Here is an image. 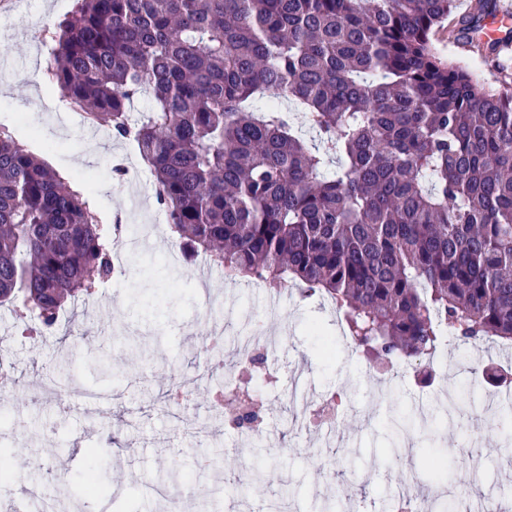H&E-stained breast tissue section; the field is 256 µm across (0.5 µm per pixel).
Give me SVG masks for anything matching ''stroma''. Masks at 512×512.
Here are the masks:
<instances>
[{"label": "stroma", "instance_id": "obj_1", "mask_svg": "<svg viewBox=\"0 0 512 512\" xmlns=\"http://www.w3.org/2000/svg\"><path fill=\"white\" fill-rule=\"evenodd\" d=\"M75 0H26L19 11L0 7V18L22 25L23 14L35 23L27 34L0 35V63L7 77L0 81V130L12 136L46 165L67 178L75 189L93 186L94 208L105 224L132 227L151 224L146 244L125 250L123 266L112 274V286L103 289L92 307L82 304L60 313L50 336L24 338L16 332L9 304L0 306V342H6L9 366L17 386L0 396L18 434H6L0 445L14 449L26 481L43 486L32 512H164L157 474L177 467L186 474L179 492L188 512H274L283 503L289 512H323L334 496L366 503L368 512H387V499L402 485L430 482L429 467L443 462L448 477L438 491L461 512H473L483 500L499 501L501 512H512V453L501 450L485 456L483 446L491 433L485 421L488 402L512 408V383H501L493 398H486L474 367L500 368L512 363V350L493 344L468 345L449 340L435 359L439 377L420 387L413 372L385 373L370 367L341 340V324L328 301L301 297L297 290L273 291L241 280L229 282L220 269L211 278L217 288L204 290L198 279L203 258L186 262L171 243L165 214L154 198V178L131 140L105 137L94 140L100 159L75 165L72 147L85 140L82 117L46 108L55 96L48 65L53 36L72 12ZM436 49L445 58L467 66L474 76L497 88L512 89V48L489 55L484 43L451 41L438 32ZM135 169L133 189L140 191L145 208L128 207V192L114 190L113 161ZM224 336V363L239 359L238 349L263 334L276 342L278 378L264 390L266 434L244 440L224 429L205 400L207 393L224 390L223 376L209 375L198 346L211 324ZM336 350L325 353V340ZM303 370L301 389L306 396L338 394L348 433L325 441L313 430L284 432L292 419L289 379ZM47 376L61 385L78 381L82 389L102 393L103 415L74 408L60 415L46 403L35 402L36 389ZM196 388V399L182 415L167 409L170 391L180 382ZM453 392L471 417L482 418L480 430L460 422L431 438L429 423H417L404 446L403 458L383 450L377 438L382 421L400 413L411 415L415 405L434 410L442 392ZM197 422L202 433L192 439L180 430L181 417ZM112 463L113 478L96 499L74 496L64 501L51 487L47 472L60 469L65 477L83 473L91 453ZM253 468L268 472L264 486L226 490L227 480Z\"/></svg>", "mask_w": 512, "mask_h": 512}]
</instances>
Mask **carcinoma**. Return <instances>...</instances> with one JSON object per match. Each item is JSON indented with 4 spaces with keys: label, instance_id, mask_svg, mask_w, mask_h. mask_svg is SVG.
<instances>
[{
    "label": "carcinoma",
    "instance_id": "1",
    "mask_svg": "<svg viewBox=\"0 0 512 512\" xmlns=\"http://www.w3.org/2000/svg\"><path fill=\"white\" fill-rule=\"evenodd\" d=\"M456 2L79 0L48 70L88 123L136 141L187 257L324 294L366 359L426 367L443 322L512 348V89L436 52ZM495 8L476 0L448 38ZM114 244L0 135L1 304L52 329L108 279ZM81 488L99 493L96 468Z\"/></svg>",
    "mask_w": 512,
    "mask_h": 512
}]
</instances>
